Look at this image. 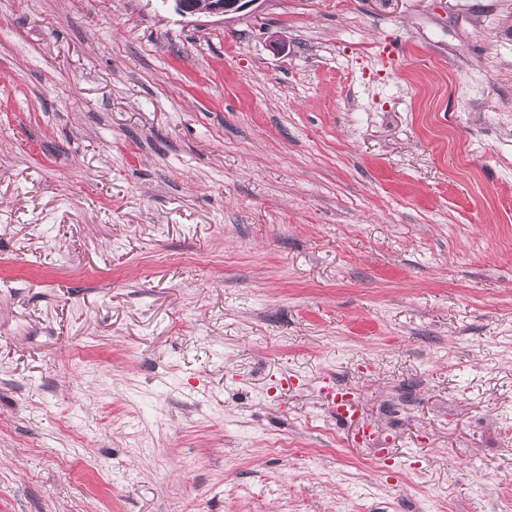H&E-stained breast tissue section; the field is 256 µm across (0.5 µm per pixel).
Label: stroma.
Segmentation results:
<instances>
[{"mask_svg": "<svg viewBox=\"0 0 512 512\" xmlns=\"http://www.w3.org/2000/svg\"><path fill=\"white\" fill-rule=\"evenodd\" d=\"M0 512H512V0H0ZM175 3L178 13L183 16H195L206 14L208 16L222 17L228 19L239 14L256 0H171Z\"/></svg>", "mask_w": 512, "mask_h": 512, "instance_id": "obj_1", "label": "stroma"}]
</instances>
